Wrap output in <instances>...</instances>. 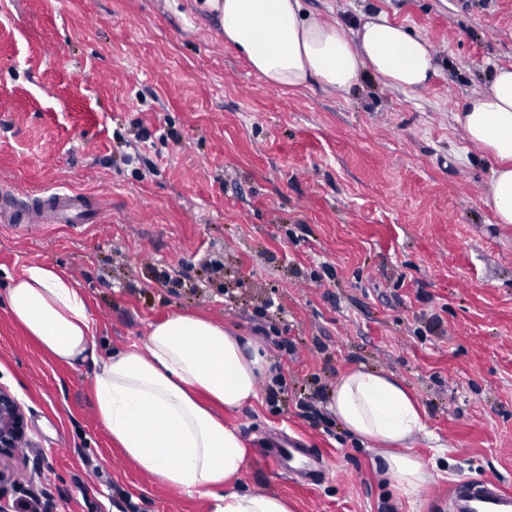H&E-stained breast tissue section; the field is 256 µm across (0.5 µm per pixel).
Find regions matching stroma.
I'll return each instance as SVG.
<instances>
[{
  "label": "stroma",
  "instance_id": "1",
  "mask_svg": "<svg viewBox=\"0 0 512 512\" xmlns=\"http://www.w3.org/2000/svg\"><path fill=\"white\" fill-rule=\"evenodd\" d=\"M350 28L382 16L425 37L419 91L363 76L349 92H288L224 44L208 0H0V173L17 200L86 194L97 223L0 230V289L32 264L87 298L102 353L173 313L257 342L283 382L225 413L248 455L241 487L294 512H449L451 485L512 492V224L488 205L491 162L454 120L512 65V0H304ZM168 137H158L160 129ZM224 263L209 283L208 256ZM180 286L166 284L165 276ZM281 309L262 316L268 300ZM366 366L398 378L424 412L416 496L379 452L300 392ZM94 367L50 360L0 306V388L27 446L0 455L20 512H214L157 483L97 421ZM280 434L312 448L317 482L258 450Z\"/></svg>",
  "mask_w": 512,
  "mask_h": 512
}]
</instances>
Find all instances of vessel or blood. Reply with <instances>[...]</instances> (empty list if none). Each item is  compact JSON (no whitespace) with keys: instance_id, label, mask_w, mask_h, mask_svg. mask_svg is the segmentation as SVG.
I'll list each match as a JSON object with an SVG mask.
<instances>
[{"instance_id":"vessel-or-blood-1","label":"vessel or blood","mask_w":512,"mask_h":512,"mask_svg":"<svg viewBox=\"0 0 512 512\" xmlns=\"http://www.w3.org/2000/svg\"><path fill=\"white\" fill-rule=\"evenodd\" d=\"M88 209L84 194L62 189L47 190L44 195L29 197L26 202H16L8 193L0 194V226L6 228L33 229L47 224L87 223ZM308 451L300 443L289 444L276 440L270 442L265 455L271 462L287 466L296 457L307 456ZM448 498L475 505L478 512H502L512 507V494L504 492L492 480L476 487L455 485L449 488Z\"/></svg>"}]
</instances>
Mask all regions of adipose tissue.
Listing matches in <instances>:
<instances>
[{
    "mask_svg": "<svg viewBox=\"0 0 512 512\" xmlns=\"http://www.w3.org/2000/svg\"><path fill=\"white\" fill-rule=\"evenodd\" d=\"M225 44L269 83L289 91L315 85L341 93L363 75L407 91L428 82L432 45L380 17L348 30L311 16L303 0H215ZM455 119L468 144L491 157L489 204L512 224V66L495 68ZM10 317L56 362L94 361L96 416L113 444L143 472L187 495L211 498L215 512H292L284 498L239 490L247 449L223 411L258 400L271 364L259 345L195 314L151 323L142 342L101 358L94 320L76 283L45 264L27 267L5 293ZM328 408L344 428L381 448L386 473L412 497L429 474L409 453L424 432L422 411L393 375L363 367L342 375Z\"/></svg>",
    "mask_w": 512,
    "mask_h": 512,
    "instance_id": "obj_1",
    "label": "adipose tissue"
}]
</instances>
